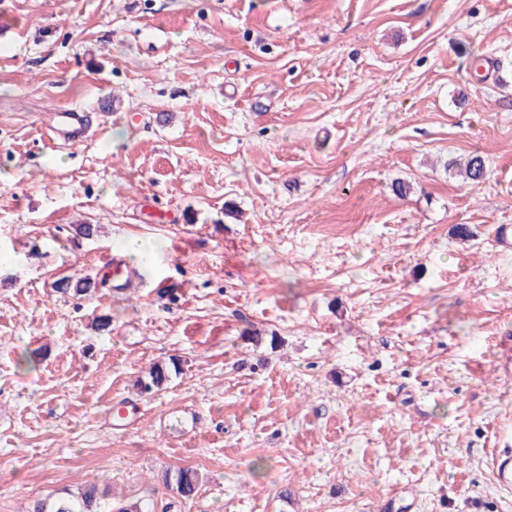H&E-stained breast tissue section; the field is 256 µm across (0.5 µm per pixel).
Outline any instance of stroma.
I'll return each mask as SVG.
<instances>
[{
	"label": "stroma",
	"mask_w": 512,
	"mask_h": 512,
	"mask_svg": "<svg viewBox=\"0 0 512 512\" xmlns=\"http://www.w3.org/2000/svg\"><path fill=\"white\" fill-rule=\"evenodd\" d=\"M0 253V512H512V0H0ZM103 112L81 107L55 112L51 130L70 145L80 144ZM448 170H453L470 184L479 183L486 174L484 158L478 153L448 163ZM180 370V361L170 359V363H156L149 371L148 376L136 380V388L142 395H151L168 383L172 371L177 374ZM493 468L497 474L501 486L507 491H512V451L503 448L493 455ZM164 479L166 483L171 479L175 483L177 491L184 497L194 495L200 483L198 472L189 467L178 468L172 475L166 472ZM104 490L100 491L94 485H88L81 488L77 494L66 493L53 500H39L33 503L29 512H151L147 505L141 506L139 503L131 505L116 504L105 508Z\"/></svg>",
	"instance_id": "stroma-1"
}]
</instances>
